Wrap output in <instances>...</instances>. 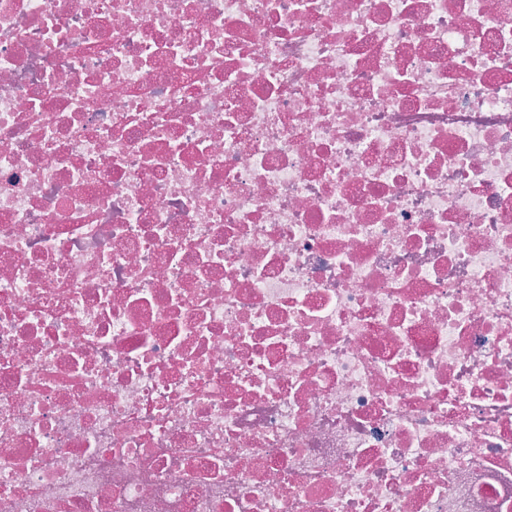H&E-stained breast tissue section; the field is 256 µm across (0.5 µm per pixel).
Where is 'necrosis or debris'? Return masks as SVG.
I'll return each instance as SVG.
<instances>
[{
  "label": "necrosis or debris",
  "mask_w": 512,
  "mask_h": 512,
  "mask_svg": "<svg viewBox=\"0 0 512 512\" xmlns=\"http://www.w3.org/2000/svg\"><path fill=\"white\" fill-rule=\"evenodd\" d=\"M0 512H512V0H0Z\"/></svg>",
  "instance_id": "4bbe7bcc"
}]
</instances>
